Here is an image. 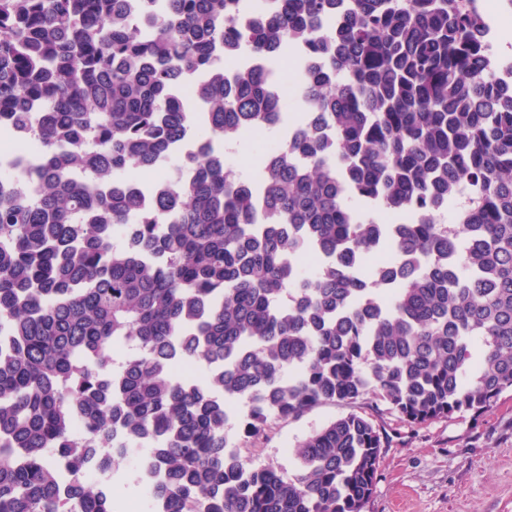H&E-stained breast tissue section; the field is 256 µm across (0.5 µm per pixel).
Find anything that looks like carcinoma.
<instances>
[{"label": "carcinoma", "instance_id": "1", "mask_svg": "<svg viewBox=\"0 0 512 512\" xmlns=\"http://www.w3.org/2000/svg\"><path fill=\"white\" fill-rule=\"evenodd\" d=\"M237 1L254 9L144 0L145 34L130 0H0V133L49 119L26 188L0 177V512H119L83 473L142 444L152 512H365L388 447L371 419L309 435L293 478L244 442L368 394L424 424L512 392V100L479 18L463 0H276L241 28ZM286 48L307 111L254 194L215 148L282 121ZM190 78L201 112L176 98ZM200 126L193 180L149 206L112 190ZM461 187L470 205L435 222ZM299 252L330 261L300 278ZM186 362L204 381L176 377Z\"/></svg>", "mask_w": 512, "mask_h": 512}]
</instances>
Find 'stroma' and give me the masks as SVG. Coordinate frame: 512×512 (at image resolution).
<instances>
[{
    "instance_id": "obj_1",
    "label": "stroma",
    "mask_w": 512,
    "mask_h": 512,
    "mask_svg": "<svg viewBox=\"0 0 512 512\" xmlns=\"http://www.w3.org/2000/svg\"><path fill=\"white\" fill-rule=\"evenodd\" d=\"M301 103L288 101L283 125L270 135L224 144L227 162L246 176L256 174L254 158L283 138ZM372 419L389 438L366 512H512V393L503 394L479 414L463 412L449 419L412 426L373 396L357 404L319 405L302 417L270 421L249 453L295 475V448L307 436L349 412ZM135 455L116 459L110 487L115 501H148L140 488Z\"/></svg>"
}]
</instances>
